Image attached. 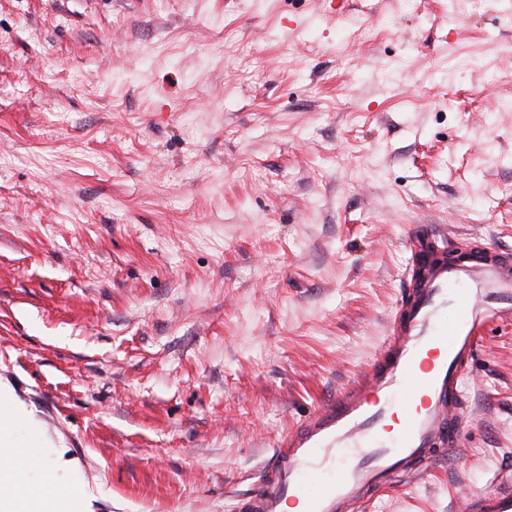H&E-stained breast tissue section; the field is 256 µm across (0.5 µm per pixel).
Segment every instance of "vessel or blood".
I'll list each match as a JSON object with an SVG mask.
<instances>
[{
  "mask_svg": "<svg viewBox=\"0 0 512 512\" xmlns=\"http://www.w3.org/2000/svg\"><path fill=\"white\" fill-rule=\"evenodd\" d=\"M431 225L408 229L411 253L383 353L363 382L341 392L280 442L238 512H360L374 495L412 477L467 424L465 371L492 323L512 315V252L422 255ZM322 489L310 495L308 486ZM469 512H512V491L471 499Z\"/></svg>",
  "mask_w": 512,
  "mask_h": 512,
  "instance_id": "1",
  "label": "vessel or blood"
}]
</instances>
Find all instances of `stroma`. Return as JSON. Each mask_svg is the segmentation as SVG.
Returning a JSON list of instances; mask_svg holds the SVG:
<instances>
[{
  "mask_svg": "<svg viewBox=\"0 0 512 512\" xmlns=\"http://www.w3.org/2000/svg\"><path fill=\"white\" fill-rule=\"evenodd\" d=\"M512 250V0H0V382L94 512H236L381 353L409 225ZM458 448L512 490V317Z\"/></svg>",
  "mask_w": 512,
  "mask_h": 512,
  "instance_id": "obj_1",
  "label": "stroma"
}]
</instances>
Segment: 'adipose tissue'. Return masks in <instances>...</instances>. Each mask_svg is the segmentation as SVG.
Wrapping results in <instances>:
<instances>
[{"mask_svg": "<svg viewBox=\"0 0 512 512\" xmlns=\"http://www.w3.org/2000/svg\"><path fill=\"white\" fill-rule=\"evenodd\" d=\"M43 431L13 391L0 384V447L15 454L0 460V512H87L89 496L72 462L45 463L36 454Z\"/></svg>", "mask_w": 512, "mask_h": 512, "instance_id": "ef3b65f1", "label": "adipose tissue"}]
</instances>
